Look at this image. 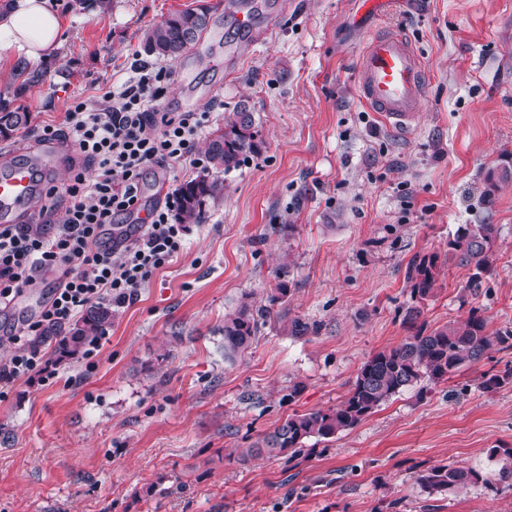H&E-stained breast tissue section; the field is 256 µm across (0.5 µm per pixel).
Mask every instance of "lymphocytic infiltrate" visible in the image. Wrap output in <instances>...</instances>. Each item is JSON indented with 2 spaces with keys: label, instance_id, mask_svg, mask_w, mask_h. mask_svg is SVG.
<instances>
[{
  "label": "lymphocytic infiltrate",
  "instance_id": "obj_1",
  "mask_svg": "<svg viewBox=\"0 0 512 512\" xmlns=\"http://www.w3.org/2000/svg\"><path fill=\"white\" fill-rule=\"evenodd\" d=\"M169 75L164 65L136 66L119 90L74 102L59 125L44 127L47 138L72 144L79 160L57 195L63 218L56 228L0 225V311L37 273L55 274L49 302L11 337L14 351L0 365L1 385L47 374L50 360L33 343L46 326H65L96 302L136 300L153 274L183 251L182 229L172 221L173 193L164 207L149 209L147 224L130 243L115 247L103 240L116 216L140 211L146 169L201 163L195 144L211 113L167 111L158 83Z\"/></svg>",
  "mask_w": 512,
  "mask_h": 512
}]
</instances>
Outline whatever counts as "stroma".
Wrapping results in <instances>:
<instances>
[{"instance_id": "obj_1", "label": "stroma", "mask_w": 512, "mask_h": 512, "mask_svg": "<svg viewBox=\"0 0 512 512\" xmlns=\"http://www.w3.org/2000/svg\"><path fill=\"white\" fill-rule=\"evenodd\" d=\"M62 43L40 68L16 66L0 99L33 119L0 139V161L41 145L75 99L102 95L131 64L152 63L145 29L218 0H50ZM264 4L268 36L242 45L213 15L197 54L173 61L169 111L183 100L224 115L247 105L258 154L224 176V200L183 227L182 253L134 303L113 309L94 368L56 365L53 382L18 380L0 398V512H512V350L494 351L445 382L421 381L331 441L309 439L297 467L237 460V451L295 412L336 407L359 367L410 329L406 278L416 257L445 254L464 224L499 225L493 270L467 288L446 262L423 302L434 329L482 308L512 327V0H281ZM403 35L428 75L419 121L391 132L362 101L358 59L375 35ZM37 276L0 312L9 336L36 318ZM288 295L269 304L277 281ZM270 312L252 348L224 357V317L243 297ZM311 324L294 335L293 320ZM435 465L483 480L430 495L415 481Z\"/></svg>"}]
</instances>
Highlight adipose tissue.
Returning a JSON list of instances; mask_svg holds the SVG:
<instances>
[{
    "mask_svg": "<svg viewBox=\"0 0 512 512\" xmlns=\"http://www.w3.org/2000/svg\"><path fill=\"white\" fill-rule=\"evenodd\" d=\"M63 21L49 0H0V54L36 65L62 42Z\"/></svg>",
    "mask_w": 512,
    "mask_h": 512,
    "instance_id": "obj_1",
    "label": "adipose tissue"
}]
</instances>
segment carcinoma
<instances>
[{"label": "carcinoma", "instance_id": "carcinoma-1", "mask_svg": "<svg viewBox=\"0 0 512 512\" xmlns=\"http://www.w3.org/2000/svg\"><path fill=\"white\" fill-rule=\"evenodd\" d=\"M209 22L210 10L206 7L174 13L144 31V51L176 59L197 42ZM31 119V113L23 106L0 107V137L28 129ZM254 128V113L244 105L228 113L223 126L211 132L206 141L205 167L177 189L179 223L203 224L208 218L206 207L224 201V174L239 168L249 156L259 152ZM498 233L496 224H464L448 239V260L473 270L467 287H481L482 277L490 273ZM437 261L438 256L433 255L414 259L409 265L411 304L404 316L408 324L415 323L422 313V301L436 292ZM268 313L269 310L257 308L244 299L225 315L224 358L233 360L251 348L260 321ZM111 323L112 309L95 304L67 332L61 334L49 328L42 339L58 338L53 354L63 362L77 358L89 344L98 341ZM508 350H512V329L489 330L488 320L478 308L471 309L462 322H450L431 331L421 326L396 346L364 361L346 397L336 407L289 415L254 445L238 449V459L245 462L265 455L293 463L302 458L308 439L329 441L356 427L421 379L436 383L446 381L461 368L481 362L490 352ZM480 479L477 471L453 465L433 466L415 475V482L430 494L460 491Z\"/></svg>", "mask_w": 512, "mask_h": 512}]
</instances>
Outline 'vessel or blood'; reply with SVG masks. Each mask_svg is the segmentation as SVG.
I'll list each match as a JSON object with an SVG mask.
<instances>
[{
    "label": "vessel or blood",
    "instance_id": "obj_1",
    "mask_svg": "<svg viewBox=\"0 0 512 512\" xmlns=\"http://www.w3.org/2000/svg\"><path fill=\"white\" fill-rule=\"evenodd\" d=\"M363 101L393 130L410 131L424 98L426 77L411 43L397 34L372 37L359 61ZM35 173L16 163L0 174V225L14 223L31 209Z\"/></svg>",
    "mask_w": 512,
    "mask_h": 512
}]
</instances>
